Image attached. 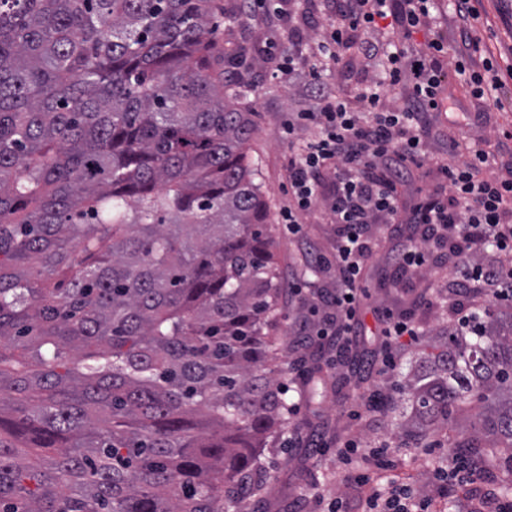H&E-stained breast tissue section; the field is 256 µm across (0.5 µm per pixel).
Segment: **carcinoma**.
<instances>
[{
  "label": "carcinoma",
  "instance_id": "obj_1",
  "mask_svg": "<svg viewBox=\"0 0 512 512\" xmlns=\"http://www.w3.org/2000/svg\"><path fill=\"white\" fill-rule=\"evenodd\" d=\"M219 0H0V512H241L288 424L267 202ZM512 469V317L403 381Z\"/></svg>",
  "mask_w": 512,
  "mask_h": 512
}]
</instances>
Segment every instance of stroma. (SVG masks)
I'll return each mask as SVG.
<instances>
[{
  "label": "stroma",
  "mask_w": 512,
  "mask_h": 512,
  "mask_svg": "<svg viewBox=\"0 0 512 512\" xmlns=\"http://www.w3.org/2000/svg\"><path fill=\"white\" fill-rule=\"evenodd\" d=\"M223 3L228 16L221 19L219 34L225 53L253 45L264 46L270 37L275 40L273 58L251 66L242 74L243 82L249 86L244 105L252 111L256 126L247 152L258 167L257 181L268 201L270 215L275 219L271 231L275 241L279 286L283 290V318L276 331V346L282 362L294 367L293 373L286 378V384L290 390L288 401L296 406L295 412L288 416L287 427L274 437L271 449L263 458L272 481L261 503L262 512H280L282 506L295 504L300 487L306 484L316 485L324 499H345L350 512H363L368 490L356 484L354 476L365 472L367 464L359 453L346 458L336 455L339 442L349 435L367 444L384 443L393 449L397 466L377 473L379 488H387L398 481L410 485L420 495L434 497L437 512H448L452 507L457 512H480L487 493L499 488L497 475H484L472 484L459 486L451 483L444 487L439 485L434 472L436 456L456 455L453 443L468 432L471 413H458L449 421L447 429L434 434L433 439L440 443L441 448L438 455L432 456L397 433L395 424L398 416L391 407L380 412L363 410L356 415L350 412L357 395L374 387L389 388L391 402H398L399 367L416 362L420 352L431 344L433 335L446 333L449 327L447 310L415 305L413 298L425 290L441 291L448 279L447 247H435L434 265L428 273L400 284L391 274L395 240L383 232L375 238L377 249L364 271L365 288L379 301L394 303L411 311L425 329L424 335L398 350V369L388 378L374 373L362 374L354 363L337 369L331 367L333 353L325 346L319 347L317 353L308 356L303 364L299 363L297 353L292 351L291 341L305 311L296 298L287 294L286 288L293 278L303 276L314 255H327L334 250L336 227L325 223L320 214H309L305 218L306 237L299 241L289 236L283 225L277 224L281 209L288 204L285 188L288 184L289 149L288 136L282 124L289 112L295 109L297 97L286 84L269 78L267 72L275 67L276 55L287 52L288 30L281 25L271 26L239 15L238 0H223ZM371 71V65L353 47L346 50L341 64H327L324 83L331 90L354 86ZM497 127L512 128V112L490 111L479 125L455 126L446 117L431 118L425 132L427 156L431 159L443 156L448 149L449 138L465 144L478 136L492 134ZM307 373L313 375L320 391L319 405L315 408L298 403L294 392L301 375Z\"/></svg>",
  "instance_id": "35a3bbf8"
}]
</instances>
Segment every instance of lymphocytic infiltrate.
<instances>
[{
  "instance_id": "lymphocytic-infiltrate-1",
  "label": "lymphocytic infiltrate",
  "mask_w": 512,
  "mask_h": 512,
  "mask_svg": "<svg viewBox=\"0 0 512 512\" xmlns=\"http://www.w3.org/2000/svg\"><path fill=\"white\" fill-rule=\"evenodd\" d=\"M255 18L276 15L287 21L291 43L303 41L314 29L309 16L294 21L286 0H240ZM333 19L317 30V55L340 60L350 43L368 61L378 62L379 78L355 93L339 95L326 89L318 68H304L292 54L280 56L272 76L281 80L306 71L299 88L301 104L290 112L285 127L291 135L288 159V206L279 216L293 235H303L302 216L314 211L338 227L336 250L314 258L315 269H334V290H320L314 281L309 316L299 335L330 346L336 363H343L357 341L360 315L372 309L379 324L381 369L395 364L397 349L420 336L411 317L375 304L362 286V274L375 246L369 227L381 224L398 232L400 248L394 265L400 277L421 274L431 266V247L448 246L454 272L448 280V319L454 329L472 330L495 306L512 305V176L485 173L490 154L481 146L468 153L448 143V160L436 172L442 189L423 196L410 211L397 197L410 166H421L425 154L424 128L430 115L460 112L464 106L454 84L465 86L468 99L484 110H512V56L499 59L484 42L481 0H451L462 47L449 55L440 36L416 46V34L428 28L435 0H330ZM392 30V50H384L373 34ZM315 129L310 139L296 138L297 130ZM370 488L368 512H430L429 499L406 485L379 491Z\"/></svg>"
}]
</instances>
